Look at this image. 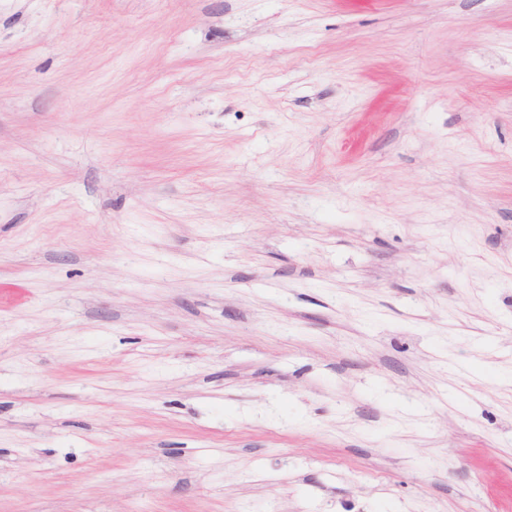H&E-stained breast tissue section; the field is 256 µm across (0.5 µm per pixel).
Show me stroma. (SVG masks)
I'll list each match as a JSON object with an SVG mask.
<instances>
[{
    "instance_id": "1",
    "label": "stroma",
    "mask_w": 512,
    "mask_h": 512,
    "mask_svg": "<svg viewBox=\"0 0 512 512\" xmlns=\"http://www.w3.org/2000/svg\"><path fill=\"white\" fill-rule=\"evenodd\" d=\"M0 512H512V0H0Z\"/></svg>"
}]
</instances>
